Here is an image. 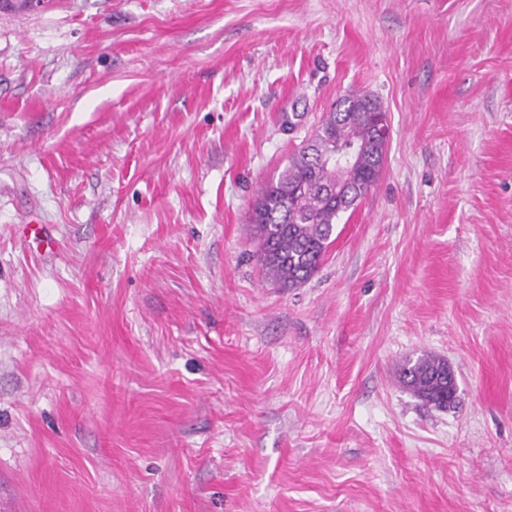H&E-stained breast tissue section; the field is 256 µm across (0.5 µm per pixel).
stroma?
Wrapping results in <instances>:
<instances>
[{
    "label": "stroma",
    "instance_id": "1",
    "mask_svg": "<svg viewBox=\"0 0 512 512\" xmlns=\"http://www.w3.org/2000/svg\"><path fill=\"white\" fill-rule=\"evenodd\" d=\"M351 92L382 176L277 287L252 205ZM0 512H512V0L0 10ZM448 361L424 353L416 360H406L400 367L401 383L426 405L437 409L453 407L452 380L448 381Z\"/></svg>",
    "mask_w": 512,
    "mask_h": 512
}]
</instances>
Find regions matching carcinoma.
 <instances>
[{
	"instance_id": "carcinoma-1",
	"label": "carcinoma",
	"mask_w": 512,
	"mask_h": 512,
	"mask_svg": "<svg viewBox=\"0 0 512 512\" xmlns=\"http://www.w3.org/2000/svg\"><path fill=\"white\" fill-rule=\"evenodd\" d=\"M369 112L387 116L370 96L342 97L279 176L258 192L250 216L253 240L264 277L278 287L297 288L316 273L340 214L356 209L377 185L387 144L373 139ZM342 140L359 142L362 152L358 163L340 171L330 157ZM399 379L429 406L454 405L448 361L441 357L424 353L405 361Z\"/></svg>"
}]
</instances>
